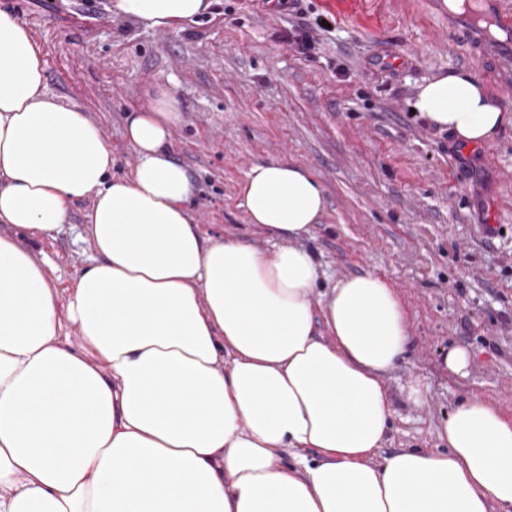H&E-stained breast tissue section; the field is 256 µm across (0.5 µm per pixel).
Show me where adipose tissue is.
Here are the masks:
<instances>
[{"instance_id":"1","label":"adipose tissue","mask_w":512,"mask_h":512,"mask_svg":"<svg viewBox=\"0 0 512 512\" xmlns=\"http://www.w3.org/2000/svg\"><path fill=\"white\" fill-rule=\"evenodd\" d=\"M112 7L163 27L209 2ZM43 83L27 26L0 9V223L47 235L90 195L97 253L64 298L47 264L0 235V512H512V419L480 396L442 421L445 449L378 457L383 378L410 330L378 275L319 291V264L295 244L325 208L309 171L246 174L240 205L271 249L210 237L170 154L172 92L129 114L137 162L116 178L98 126ZM412 107L470 145L512 124L468 71L422 83Z\"/></svg>"}]
</instances>
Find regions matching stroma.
<instances>
[{
  "instance_id": "1",
  "label": "stroma",
  "mask_w": 512,
  "mask_h": 512,
  "mask_svg": "<svg viewBox=\"0 0 512 512\" xmlns=\"http://www.w3.org/2000/svg\"><path fill=\"white\" fill-rule=\"evenodd\" d=\"M0 9L40 47L46 93L101 129L114 176H130L136 161L127 114L150 105L148 87L173 91L182 120L170 153L194 180L189 213L203 232L271 248L238 205L246 172L280 161L313 174L325 210L299 244L321 264L324 287L365 272L385 278L412 336L385 377L393 420L381 455L445 448L442 421L473 394L512 416V125L464 147L411 110L417 85L453 71L473 72L511 109L512 90L453 42L456 14L444 0H355L306 54L287 38L325 15L323 0L290 11L212 0L195 21L163 28L117 13L112 0H0ZM90 208L75 203L48 235L1 223L0 234L49 262L63 291L95 257L83 232ZM453 347L469 353L459 373L442 364ZM413 380L416 403L405 397Z\"/></svg>"
}]
</instances>
